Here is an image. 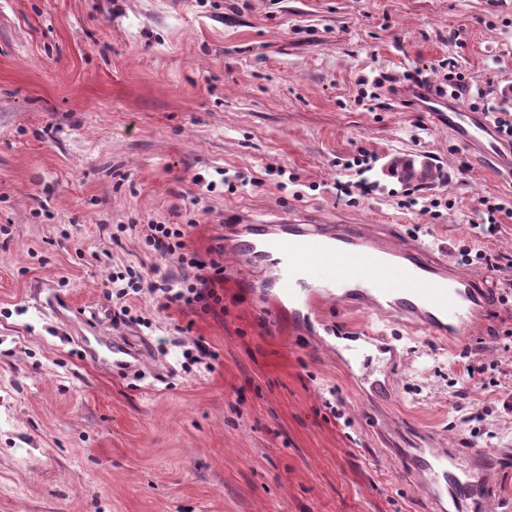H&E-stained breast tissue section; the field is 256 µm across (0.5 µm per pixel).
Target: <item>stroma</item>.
I'll use <instances>...</instances> for the list:
<instances>
[{
	"instance_id": "stroma-1",
	"label": "stroma",
	"mask_w": 512,
	"mask_h": 512,
	"mask_svg": "<svg viewBox=\"0 0 512 512\" xmlns=\"http://www.w3.org/2000/svg\"><path fill=\"white\" fill-rule=\"evenodd\" d=\"M450 61L500 107L512 0H0V512H439L404 473L419 448L488 453L482 512H512V310L446 346L375 322L401 351L372 399L270 269L220 247L236 224H393L456 267L460 242L486 253V287L512 280V218L476 229L512 175L402 102ZM397 156L435 178L389 174ZM149 223L188 225L223 265V309L144 291L149 326L106 315L112 270L179 272Z\"/></svg>"
}]
</instances>
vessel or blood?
<instances>
[{
	"instance_id": "b4317fda",
	"label": "vessel or blood",
	"mask_w": 512,
	"mask_h": 512,
	"mask_svg": "<svg viewBox=\"0 0 512 512\" xmlns=\"http://www.w3.org/2000/svg\"><path fill=\"white\" fill-rule=\"evenodd\" d=\"M408 95L419 108L440 113L476 162L512 173V141L498 134L488 113L430 86H413ZM233 253L250 267L271 265L279 295L302 321L322 318L327 302L336 300L349 311L449 341L498 306L478 275L458 271L443 252L423 243L398 242L385 225L370 230L362 224H291L273 232L250 224L235 234ZM480 463L475 454L434 452L411 461L429 495L448 496L453 512H469L484 501V491L469 479Z\"/></svg>"
}]
</instances>
